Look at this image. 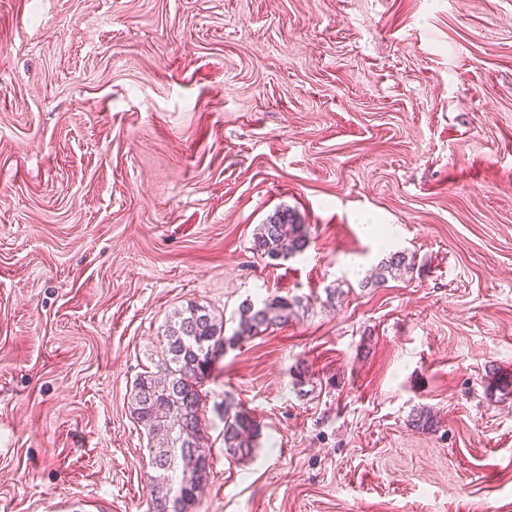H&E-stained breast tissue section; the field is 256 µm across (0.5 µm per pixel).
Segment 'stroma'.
<instances>
[{
	"mask_svg": "<svg viewBox=\"0 0 512 512\" xmlns=\"http://www.w3.org/2000/svg\"><path fill=\"white\" fill-rule=\"evenodd\" d=\"M279 208L311 244L271 261ZM276 297L196 512H512V0H0V512H153L164 324ZM310 245L308 226L287 208L277 210L254 234L252 249L271 261L302 254ZM411 269H413L412 263L404 252H393L380 262L373 277L365 284L366 286H369V283L372 286H379L388 280V276L394 279L403 278L404 275L410 273ZM221 408L224 453L237 461L246 462L258 447L260 424L248 411L227 397H224Z\"/></svg>",
	"mask_w": 512,
	"mask_h": 512,
	"instance_id": "obj_1",
	"label": "stroma"
}]
</instances>
